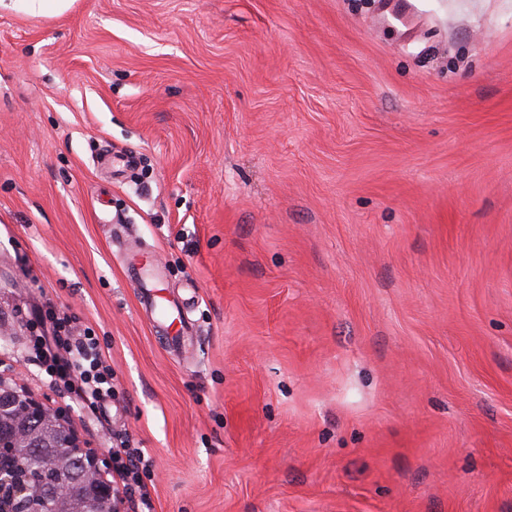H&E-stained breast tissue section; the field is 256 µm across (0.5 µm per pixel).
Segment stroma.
Listing matches in <instances>:
<instances>
[{"label":"stroma","instance_id":"35a3bbf8","mask_svg":"<svg viewBox=\"0 0 512 512\" xmlns=\"http://www.w3.org/2000/svg\"><path fill=\"white\" fill-rule=\"evenodd\" d=\"M45 295L106 411L35 360ZM0 325L155 512H512V0L1 6ZM44 315L33 322L30 342L34 350L46 349L49 357L43 359L46 374L56 384L60 379L66 390L86 403L94 405L106 398H112V365L110 355L101 349L90 328L75 335L76 316L57 314L51 299H46ZM45 320L51 323L50 336L37 334L38 325ZM120 444L121 447L116 446L113 451L111 448L110 470L113 469L122 479L124 493L133 501L138 512H154L151 494L139 477L140 468L152 466L153 460L145 455L142 448L129 450L124 448V441Z\"/></svg>","mask_w":512,"mask_h":512}]
</instances>
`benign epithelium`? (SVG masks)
<instances>
[{"mask_svg":"<svg viewBox=\"0 0 512 512\" xmlns=\"http://www.w3.org/2000/svg\"><path fill=\"white\" fill-rule=\"evenodd\" d=\"M15 448H46L38 471L58 473L77 462L59 487L38 483L27 468L14 461ZM105 454L81 445L68 412L30 396L20 373L0 374V512H124L121 492L107 478Z\"/></svg>","mask_w":512,"mask_h":512,"instance_id":"1","label":"benign epithelium"}]
</instances>
